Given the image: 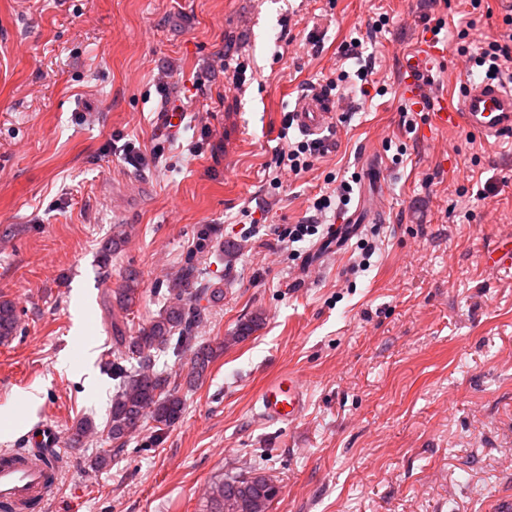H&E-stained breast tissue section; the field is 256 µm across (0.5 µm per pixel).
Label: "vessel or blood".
<instances>
[{
    "instance_id": "obj_1",
    "label": "vessel or blood",
    "mask_w": 512,
    "mask_h": 512,
    "mask_svg": "<svg viewBox=\"0 0 512 512\" xmlns=\"http://www.w3.org/2000/svg\"><path fill=\"white\" fill-rule=\"evenodd\" d=\"M448 46L435 36H427L425 45L404 66L403 90L413 100H421L431 78V62L443 58ZM428 110L435 128L448 130L465 125L485 142L497 144L512 140V87L483 78L465 82L459 105H451L447 94L430 98ZM299 132L319 136L333 120V103L315 95L300 97L293 110ZM257 401L265 420L292 422L302 416L308 405V390L303 379L293 373L271 378L260 390ZM58 433L51 424H43L33 435L30 449L0 451V512H41L51 487L50 479L59 468L54 451Z\"/></svg>"
}]
</instances>
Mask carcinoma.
Masks as SVG:
<instances>
[{
	"mask_svg": "<svg viewBox=\"0 0 512 512\" xmlns=\"http://www.w3.org/2000/svg\"><path fill=\"white\" fill-rule=\"evenodd\" d=\"M189 276L188 270L182 274V281L170 289L171 298L158 315L132 335L122 334L118 324L112 323L117 333L115 341L123 347L112 363L121 381L112 398L108 430V438L118 450L122 449L127 435L145 419H151L158 427H170L184 413L185 401L170 377L153 369L155 355L171 340H176L175 347L191 354L187 385L192 387L203 379L218 349L228 342L245 340L260 325V318L256 316L240 324L237 334L220 344L197 340L195 327L201 322L202 312L185 300L182 293L183 282ZM122 279L123 285L115 291L113 300L119 310L128 312L140 300V279L132 269L125 270ZM18 324L17 306L8 299H1L0 344L10 342L17 335ZM279 494L278 484L253 469L246 475L227 476L215 484L205 512H270Z\"/></svg>",
	"mask_w": 512,
	"mask_h": 512,
	"instance_id": "cac0c4a2",
	"label": "carcinoma"
}]
</instances>
